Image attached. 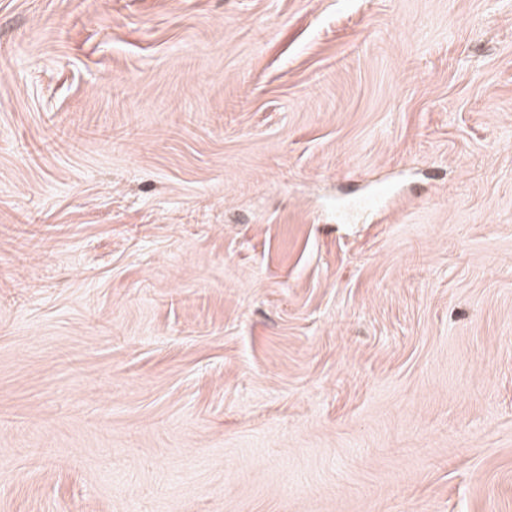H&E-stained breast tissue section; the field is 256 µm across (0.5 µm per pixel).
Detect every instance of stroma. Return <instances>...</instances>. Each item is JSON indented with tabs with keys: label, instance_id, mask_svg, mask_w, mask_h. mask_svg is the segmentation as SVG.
<instances>
[{
	"label": "stroma",
	"instance_id": "stroma-1",
	"mask_svg": "<svg viewBox=\"0 0 512 512\" xmlns=\"http://www.w3.org/2000/svg\"><path fill=\"white\" fill-rule=\"evenodd\" d=\"M0 512H512V0H0Z\"/></svg>",
	"mask_w": 512,
	"mask_h": 512
}]
</instances>
